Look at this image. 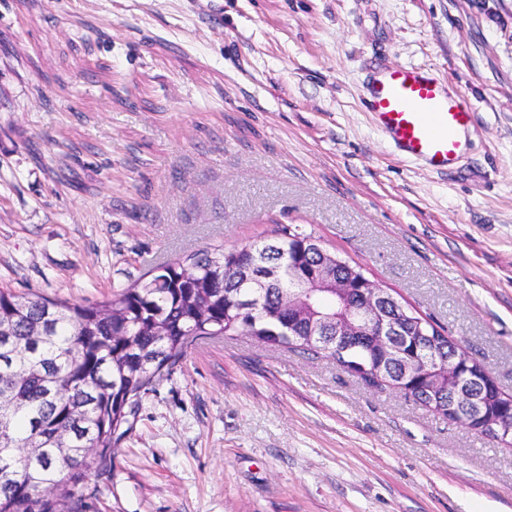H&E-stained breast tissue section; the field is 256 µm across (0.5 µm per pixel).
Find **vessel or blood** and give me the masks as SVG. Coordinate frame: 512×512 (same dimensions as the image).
<instances>
[{"instance_id": "vessel-or-blood-1", "label": "vessel or blood", "mask_w": 512, "mask_h": 512, "mask_svg": "<svg viewBox=\"0 0 512 512\" xmlns=\"http://www.w3.org/2000/svg\"><path fill=\"white\" fill-rule=\"evenodd\" d=\"M368 109L394 149L435 169L455 165L468 146L472 109L432 74L384 68L365 86Z\"/></svg>"}]
</instances>
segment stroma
Returning a JSON list of instances; mask_svg holds the SVG:
<instances>
[{"label": "stroma", "instance_id": "stroma-1", "mask_svg": "<svg viewBox=\"0 0 512 512\" xmlns=\"http://www.w3.org/2000/svg\"><path fill=\"white\" fill-rule=\"evenodd\" d=\"M473 109L437 171L364 83ZM312 230L512 392V0H0V288L91 305L155 262ZM83 512H512V443L326 358L203 339Z\"/></svg>", "mask_w": 512, "mask_h": 512}]
</instances>
